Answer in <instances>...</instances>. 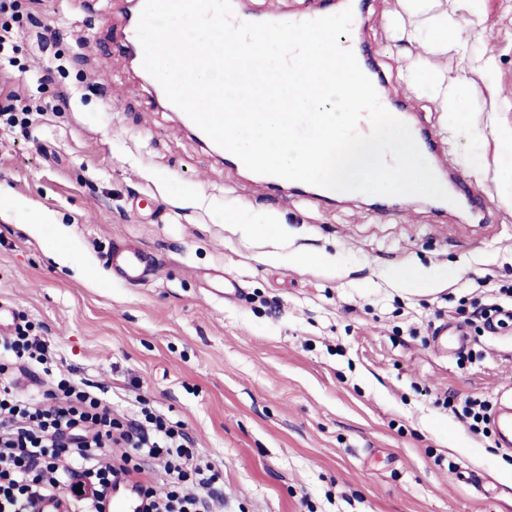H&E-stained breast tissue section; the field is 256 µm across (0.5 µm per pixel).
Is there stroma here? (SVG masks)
<instances>
[{
	"mask_svg": "<svg viewBox=\"0 0 512 512\" xmlns=\"http://www.w3.org/2000/svg\"><path fill=\"white\" fill-rule=\"evenodd\" d=\"M19 2L0 51V199L52 215L65 236L0 218V306L38 326L58 370L114 415L144 405L184 423L224 472L219 512H512V448L443 404L512 399V320L490 329L479 317L489 289L512 285V184L497 163L512 132V0L420 13L362 0L356 21L437 164L480 192L473 215L255 180L156 104L127 60L126 0ZM311 3L340 10L243 0L241 11L283 18ZM442 14L465 24V49L409 40ZM47 25L58 39L42 49ZM425 62L471 88L469 130L411 81ZM266 211L265 231L240 230ZM120 241L148 254L139 283L110 267ZM413 268L433 274V293L404 289ZM443 324L464 342L438 348Z\"/></svg>",
	"mask_w": 512,
	"mask_h": 512,
	"instance_id": "35a3bbf8",
	"label": "stroma"
}]
</instances>
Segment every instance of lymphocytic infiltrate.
<instances>
[{
    "instance_id": "f902f5d3",
    "label": "lymphocytic infiltrate",
    "mask_w": 512,
    "mask_h": 512,
    "mask_svg": "<svg viewBox=\"0 0 512 512\" xmlns=\"http://www.w3.org/2000/svg\"><path fill=\"white\" fill-rule=\"evenodd\" d=\"M49 343L31 324L0 340V375L20 362L47 365ZM162 481H154L153 468ZM134 475L145 512H214L224 481L201 461L181 423L148 408L117 419L111 407L67 377L51 379L41 394L0 386V512H35L38 499L57 493L71 512H103L120 477Z\"/></svg>"
}]
</instances>
